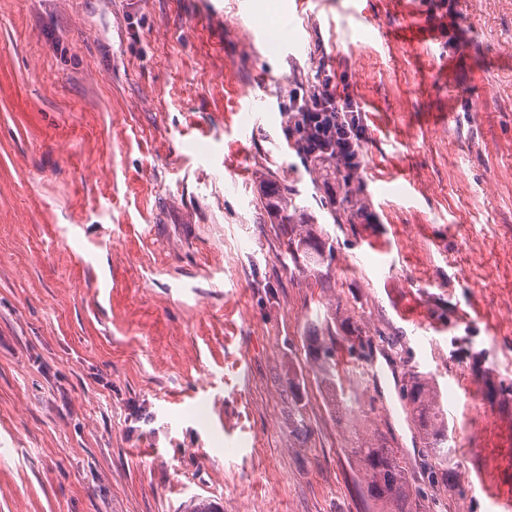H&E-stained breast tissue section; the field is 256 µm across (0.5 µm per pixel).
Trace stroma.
<instances>
[{
    "mask_svg": "<svg viewBox=\"0 0 512 512\" xmlns=\"http://www.w3.org/2000/svg\"><path fill=\"white\" fill-rule=\"evenodd\" d=\"M0 0V512H378L350 456L380 430L418 512L512 489V0H456L457 46L349 42L350 0ZM303 36L279 54L283 28ZM367 121L346 177L288 138L319 63ZM270 107L247 138L236 109ZM334 247L299 270L266 205ZM365 363L328 400L342 321ZM380 366V378L370 375ZM427 375L460 465L432 482L400 392ZM307 431L298 434L297 421ZM309 354L312 357L314 364L317 367L322 379L331 383L333 387V401L336 406H341L348 409L352 402H357L356 396L346 395L344 391L336 389V383L333 381V376L336 372V348L333 341L327 343L325 340H319L318 336L315 337L314 344L311 346Z\"/></svg>",
    "mask_w": 512,
    "mask_h": 512,
    "instance_id": "obj_1",
    "label": "stroma"
}]
</instances>
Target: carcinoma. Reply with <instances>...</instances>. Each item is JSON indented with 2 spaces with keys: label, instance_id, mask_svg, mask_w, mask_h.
<instances>
[{
  "label": "carcinoma",
  "instance_id": "1",
  "mask_svg": "<svg viewBox=\"0 0 512 512\" xmlns=\"http://www.w3.org/2000/svg\"><path fill=\"white\" fill-rule=\"evenodd\" d=\"M271 206L279 215L280 223L288 227V255L295 265L315 274L321 273L326 255L333 252L327 239L314 235L303 221L305 210L281 197H274ZM343 339L350 355L363 347L361 332L349 322L341 323ZM310 355L322 379L332 382L336 372V348L332 342L316 339ZM403 398L412 405V411L423 431L427 456L433 462L431 473L443 484L455 474L458 466L456 450L448 445V425L430 380L415 373L403 389ZM355 463L362 472L368 496L377 502L382 512H412L409 481L406 468L396 450L388 447L383 437L373 433L362 437L351 449Z\"/></svg>",
  "mask_w": 512,
  "mask_h": 512
}]
</instances>
